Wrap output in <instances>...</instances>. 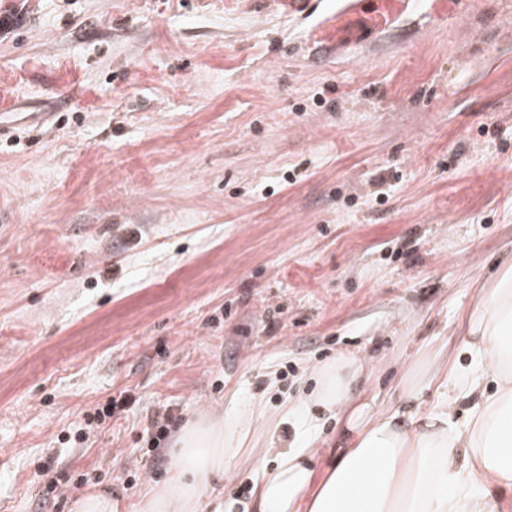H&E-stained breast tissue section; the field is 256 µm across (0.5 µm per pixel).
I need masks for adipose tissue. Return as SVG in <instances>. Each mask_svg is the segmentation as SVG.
<instances>
[{
  "label": "adipose tissue",
  "instance_id": "obj_1",
  "mask_svg": "<svg viewBox=\"0 0 512 512\" xmlns=\"http://www.w3.org/2000/svg\"><path fill=\"white\" fill-rule=\"evenodd\" d=\"M489 281L465 319L467 366L428 372L448 390L435 413L403 415L360 400L353 388L362 362L346 355L321 370V404L338 412L348 436L324 470L316 469L311 441L301 435L279 451L275 467H266L264 449L248 444L251 423L264 420L273 443L279 423L297 421L302 411L293 403L278 422H268L255 403L183 432L169 480L135 505L96 492L80 497L73 512H201L206 498L213 512H489L488 487L512 490V260L501 261ZM488 378L495 383L489 396L483 393ZM460 398L473 401L462 422L449 410ZM244 461L258 475L252 499L216 493L213 479Z\"/></svg>",
  "mask_w": 512,
  "mask_h": 512
}]
</instances>
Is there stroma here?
I'll return each mask as SVG.
<instances>
[{
	"mask_svg": "<svg viewBox=\"0 0 512 512\" xmlns=\"http://www.w3.org/2000/svg\"><path fill=\"white\" fill-rule=\"evenodd\" d=\"M0 6V512L137 503L150 419L235 398L330 455L322 366L396 407L460 355L512 257V0ZM132 402L130 396L120 394L119 398H110L102 408H95V413H85V422L87 426H92L96 421L97 425L102 424L106 418L111 419L116 412H123L124 409ZM299 418L309 423H312L315 420L312 416L303 415L301 411V406L298 403H293L290 405L288 404V407L285 408L280 414V417L278 418L277 422L274 423L272 420H268L264 427L268 444H276L277 441H279L277 430L281 423H285L288 421V423L290 422L291 424H293L294 421H297Z\"/></svg>",
	"mask_w": 512,
	"mask_h": 512,
	"instance_id": "1",
	"label": "stroma"
}]
</instances>
